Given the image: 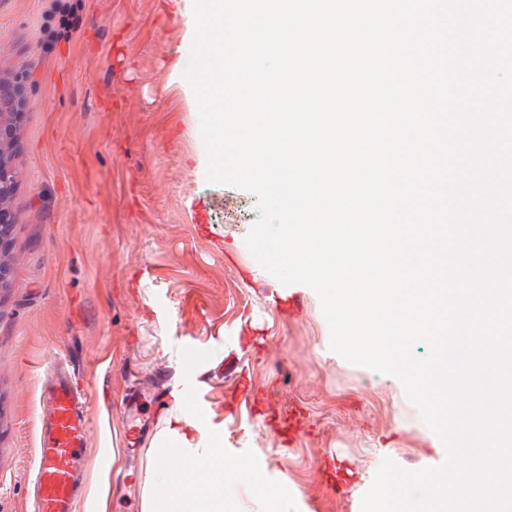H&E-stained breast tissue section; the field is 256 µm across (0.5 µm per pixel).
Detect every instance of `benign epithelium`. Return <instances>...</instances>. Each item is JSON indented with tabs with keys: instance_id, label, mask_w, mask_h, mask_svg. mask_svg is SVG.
I'll return each mask as SVG.
<instances>
[{
	"instance_id": "benign-epithelium-1",
	"label": "benign epithelium",
	"mask_w": 512,
	"mask_h": 512,
	"mask_svg": "<svg viewBox=\"0 0 512 512\" xmlns=\"http://www.w3.org/2000/svg\"><path fill=\"white\" fill-rule=\"evenodd\" d=\"M24 72L0 71V288L8 284L11 255L10 230L17 222L13 194L17 179L15 158L19 130V112L30 109Z\"/></svg>"
}]
</instances>
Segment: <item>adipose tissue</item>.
I'll use <instances>...</instances> for the list:
<instances>
[{
  "mask_svg": "<svg viewBox=\"0 0 512 512\" xmlns=\"http://www.w3.org/2000/svg\"><path fill=\"white\" fill-rule=\"evenodd\" d=\"M195 427V422L179 411L157 435V463L177 456L185 468L178 479H164L162 492L145 495L143 512H235L225 487L237 480L246 465L240 461L226 468L223 436H210L204 443L194 438Z\"/></svg>",
  "mask_w": 512,
  "mask_h": 512,
  "instance_id": "obj_1",
  "label": "adipose tissue"
}]
</instances>
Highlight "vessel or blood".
I'll return each instance as SVG.
<instances>
[{
    "instance_id": "obj_1",
    "label": "vessel or blood",
    "mask_w": 512,
    "mask_h": 512,
    "mask_svg": "<svg viewBox=\"0 0 512 512\" xmlns=\"http://www.w3.org/2000/svg\"><path fill=\"white\" fill-rule=\"evenodd\" d=\"M141 396L127 393V443L138 447L152 425L139 419ZM37 468L31 479L33 512H79L89 438L96 409L74 372H56L42 394Z\"/></svg>"
}]
</instances>
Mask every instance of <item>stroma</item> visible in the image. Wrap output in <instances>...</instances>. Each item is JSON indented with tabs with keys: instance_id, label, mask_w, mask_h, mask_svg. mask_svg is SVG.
Returning <instances> with one entry per match:
<instances>
[{
	"instance_id": "obj_1",
	"label": "stroma",
	"mask_w": 512,
	"mask_h": 512,
	"mask_svg": "<svg viewBox=\"0 0 512 512\" xmlns=\"http://www.w3.org/2000/svg\"><path fill=\"white\" fill-rule=\"evenodd\" d=\"M191 48L165 0H0V67L33 69L0 290V512L26 510L40 393L57 363L100 410L82 512H143L153 440L131 452L119 409L135 386L205 402L201 435L223 434L227 460L248 463L226 488L237 512H264L247 481L288 512H361L383 458L415 471L446 457L391 376L331 350L314 290L253 258L257 195L206 183L183 78ZM277 293L298 307L276 306ZM291 408L305 417L296 438ZM335 466L342 489L329 495Z\"/></svg>"
}]
</instances>
